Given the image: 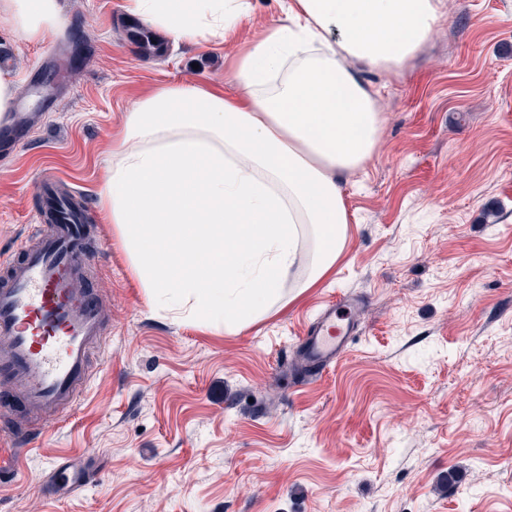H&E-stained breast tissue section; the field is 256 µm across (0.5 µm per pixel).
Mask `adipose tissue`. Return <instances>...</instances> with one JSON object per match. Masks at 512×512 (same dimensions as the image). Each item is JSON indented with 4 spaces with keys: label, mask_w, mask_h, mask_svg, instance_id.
<instances>
[{
    "label": "adipose tissue",
    "mask_w": 512,
    "mask_h": 512,
    "mask_svg": "<svg viewBox=\"0 0 512 512\" xmlns=\"http://www.w3.org/2000/svg\"><path fill=\"white\" fill-rule=\"evenodd\" d=\"M443 0H293L285 24L241 54L231 94L190 82L125 113L102 210L156 308L227 330L335 266L349 222L341 175L374 155L381 123L360 69L400 68L444 18ZM176 41L223 39L248 0H123ZM31 41L59 33L60 0H0Z\"/></svg>",
    "instance_id": "obj_1"
}]
</instances>
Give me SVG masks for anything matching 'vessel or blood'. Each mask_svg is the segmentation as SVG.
Listing matches in <instances>:
<instances>
[{"instance_id":"b4317fda","label":"vessel or blood","mask_w":512,"mask_h":512,"mask_svg":"<svg viewBox=\"0 0 512 512\" xmlns=\"http://www.w3.org/2000/svg\"><path fill=\"white\" fill-rule=\"evenodd\" d=\"M65 74L37 78L14 112L0 119V155L26 145L35 107L54 109ZM46 201L36 224L14 258L0 262V378L9 380L34 415L59 419L87 386L92 357L106 334L108 313L80 288L94 261L85 248L87 205L72 183L42 171ZM356 304L340 297L327 305L304 341V358L328 366L347 349L354 334Z\"/></svg>"}]
</instances>
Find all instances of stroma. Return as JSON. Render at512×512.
I'll use <instances>...</instances> for the list:
<instances>
[{
  "mask_svg": "<svg viewBox=\"0 0 512 512\" xmlns=\"http://www.w3.org/2000/svg\"><path fill=\"white\" fill-rule=\"evenodd\" d=\"M82 42L31 143L0 161V257L26 237L51 168L93 210L82 283L112 318L108 359L40 445L0 444V512H512V0H444V21L394 70H366L381 131L342 180L335 267L239 332L172 319L133 276L100 210L127 109L157 87L227 88L291 0H251L220 43L127 49L121 0H62ZM52 38L0 19L26 93ZM364 297L336 364L302 373L323 303Z\"/></svg>",
  "mask_w": 512,
  "mask_h": 512,
  "instance_id": "35a3bbf8",
  "label": "stroma"
}]
</instances>
